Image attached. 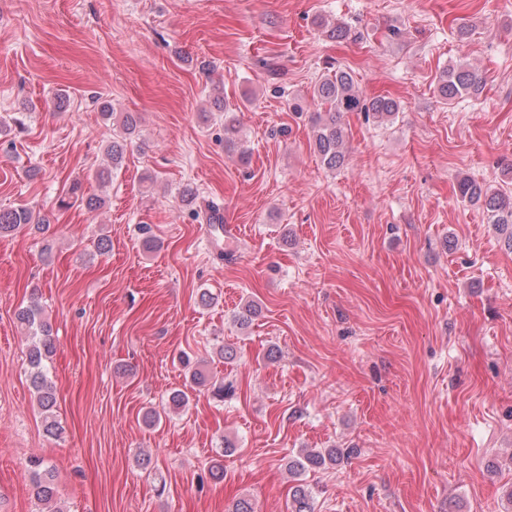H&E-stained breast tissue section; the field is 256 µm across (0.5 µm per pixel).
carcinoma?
<instances>
[{
    "instance_id": "1",
    "label": "carcinoma",
    "mask_w": 512,
    "mask_h": 512,
    "mask_svg": "<svg viewBox=\"0 0 512 512\" xmlns=\"http://www.w3.org/2000/svg\"><path fill=\"white\" fill-rule=\"evenodd\" d=\"M482 90V79L467 65L459 63L442 71L438 79V92L441 97L452 100L467 95H476ZM314 97L321 105V111L314 118V144L323 166L331 171L342 166L345 161L344 129L342 117L347 112H364L378 119H387L399 112V104L392 98L377 96L366 98L357 87L351 73L338 68L334 73L327 75L314 89ZM138 116L131 112L122 114L120 127L123 136L114 138L106 148L107 164L99 168L95 177L98 181L106 183L112 180V174L117 171L124 160L127 140L137 130ZM239 125L234 113H224V143L227 148L239 149L244 156L247 149L238 148ZM456 195L471 204L482 205L490 223L496 225L501 232L508 233V245L512 247V195L491 188L470 177H463L457 182ZM197 196L195 191L186 187L181 193V201L191 207V213L196 219L205 224H220V208L207 202L203 206L195 207ZM28 224L44 225L46 220L38 219L35 213L25 207L18 206L0 209V236H6ZM20 325L27 333V360L30 367V384L43 413V427L50 437H57L62 433V427L56 419L53 408L56 404L55 388L48 378L46 362L53 356L55 346L51 339V327L44 318L43 310L38 303L33 302L20 310L17 314ZM180 362L187 370L190 383L210 390L212 396L218 401L234 392L231 382L217 381L208 377L198 369L190 357L183 355ZM338 450L327 448L324 450L311 449L304 452L300 458L288 462V473L299 477L309 469L321 468L326 464L336 463ZM32 495L41 505L40 512H61L54 506L56 501L55 474L52 465L43 459L35 457L28 462ZM290 512H313L311 505V492L307 485L297 483L293 487Z\"/></svg>"
}]
</instances>
